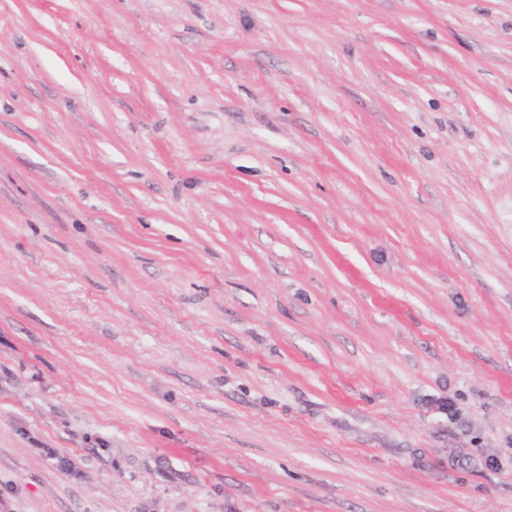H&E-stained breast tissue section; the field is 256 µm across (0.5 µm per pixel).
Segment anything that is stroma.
<instances>
[{
  "label": "stroma",
  "mask_w": 512,
  "mask_h": 512,
  "mask_svg": "<svg viewBox=\"0 0 512 512\" xmlns=\"http://www.w3.org/2000/svg\"><path fill=\"white\" fill-rule=\"evenodd\" d=\"M0 512H512V0H0Z\"/></svg>",
  "instance_id": "obj_1"
}]
</instances>
